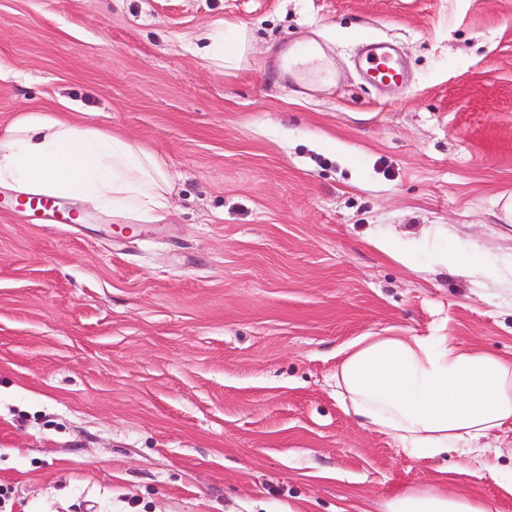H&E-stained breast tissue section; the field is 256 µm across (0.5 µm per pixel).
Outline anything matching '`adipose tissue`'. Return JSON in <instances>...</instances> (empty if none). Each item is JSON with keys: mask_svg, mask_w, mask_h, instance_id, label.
I'll use <instances>...</instances> for the list:
<instances>
[{"mask_svg": "<svg viewBox=\"0 0 512 512\" xmlns=\"http://www.w3.org/2000/svg\"><path fill=\"white\" fill-rule=\"evenodd\" d=\"M0 187L19 195L66 197L156 220L169 206L162 161L138 144L53 112L18 115L0 132ZM347 412L420 460L478 451L512 428V363L479 347L462 348L395 333L351 344L334 374ZM384 512H487L475 499L403 488Z\"/></svg>", "mask_w": 512, "mask_h": 512, "instance_id": "ef3b65f1", "label": "adipose tissue"}]
</instances>
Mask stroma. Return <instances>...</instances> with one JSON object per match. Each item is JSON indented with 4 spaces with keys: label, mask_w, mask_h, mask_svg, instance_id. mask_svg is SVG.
Instances as JSON below:
<instances>
[{
    "label": "stroma",
    "mask_w": 512,
    "mask_h": 512,
    "mask_svg": "<svg viewBox=\"0 0 512 512\" xmlns=\"http://www.w3.org/2000/svg\"><path fill=\"white\" fill-rule=\"evenodd\" d=\"M214 70L193 47L219 22ZM371 38L405 84L367 80ZM0 129L67 112L157 155L163 219L0 188V512H512L501 455L410 457L333 375L388 330L512 360V0H0ZM391 239L403 265L376 249ZM384 512H487L486 506L461 495L425 488H402L383 504Z\"/></svg>",
    "instance_id": "1"
}]
</instances>
